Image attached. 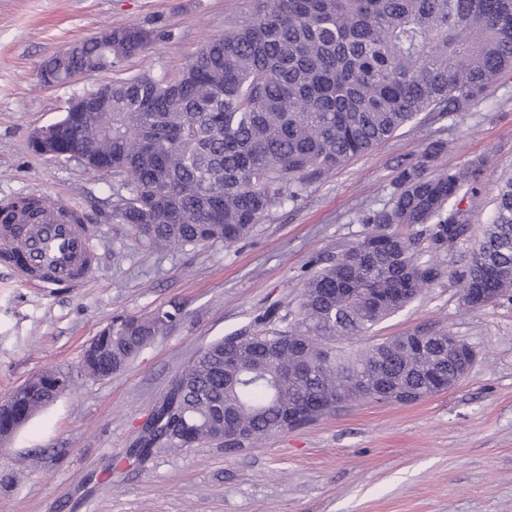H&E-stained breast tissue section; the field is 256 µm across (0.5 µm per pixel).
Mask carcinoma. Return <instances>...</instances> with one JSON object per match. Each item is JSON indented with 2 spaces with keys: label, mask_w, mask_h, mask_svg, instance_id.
<instances>
[{
  "label": "carcinoma",
  "mask_w": 512,
  "mask_h": 512,
  "mask_svg": "<svg viewBox=\"0 0 512 512\" xmlns=\"http://www.w3.org/2000/svg\"><path fill=\"white\" fill-rule=\"evenodd\" d=\"M151 32L112 29V52L84 42L59 74H91L138 55ZM512 71V0H257L251 21L230 23L177 76L149 73L108 85L106 111L65 113L50 125L58 156L99 155L101 172L123 177L119 223L161 247L247 237L296 200L310 178L365 154L423 112L461 110ZM445 148L429 144L400 167L387 205L365 215L367 231L302 284L300 319L288 331L216 339L172 380L156 406L165 422L129 454L182 450L217 433L239 449L346 401L388 403L426 393L434 377L453 386L460 353L448 334L394 336L346 354L325 342L370 331L403 310L442 274L416 253V237L444 253L467 231L461 203L475 193L484 160L431 172ZM463 294L512 300V176L461 275ZM176 314L116 315L96 337L84 371L116 372ZM48 370L15 392L0 431L24 427L71 387Z\"/></svg>",
  "instance_id": "obj_1"
}]
</instances>
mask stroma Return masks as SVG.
Wrapping results in <instances>:
<instances>
[{
	"instance_id": "1",
	"label": "stroma",
	"mask_w": 512,
	"mask_h": 512,
	"mask_svg": "<svg viewBox=\"0 0 512 512\" xmlns=\"http://www.w3.org/2000/svg\"><path fill=\"white\" fill-rule=\"evenodd\" d=\"M254 8L253 0H0V203L36 192L75 204L96 257L76 287H29L0 269V400L51 367L73 378L0 445V512H512V302L470 308L460 280L499 180L512 173V72L467 110L421 113L312 180L230 248L152 246L114 215L119 177L31 149L32 133L60 120L72 99L144 71L175 76L227 19H249ZM131 24L154 34L145 53L84 79L39 81L51 56ZM434 141L447 145L434 169L487 160L477 195L464 202L469 231L439 255V280L339 346L440 330L476 349L470 373L416 403L354 402L232 454L206 444L127 459L153 405L202 348L297 322L304 280L362 237L364 215L386 205L399 165ZM173 307L176 321L122 370L101 380L81 372L85 345L114 314Z\"/></svg>"
}]
</instances>
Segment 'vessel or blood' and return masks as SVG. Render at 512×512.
<instances>
[{
	"instance_id": "obj_1",
	"label": "vessel or blood",
	"mask_w": 512,
	"mask_h": 512,
	"mask_svg": "<svg viewBox=\"0 0 512 512\" xmlns=\"http://www.w3.org/2000/svg\"><path fill=\"white\" fill-rule=\"evenodd\" d=\"M70 206L46 203L39 221L0 207V265L25 284L67 286L88 280L94 252L87 225L72 219Z\"/></svg>"
}]
</instances>
